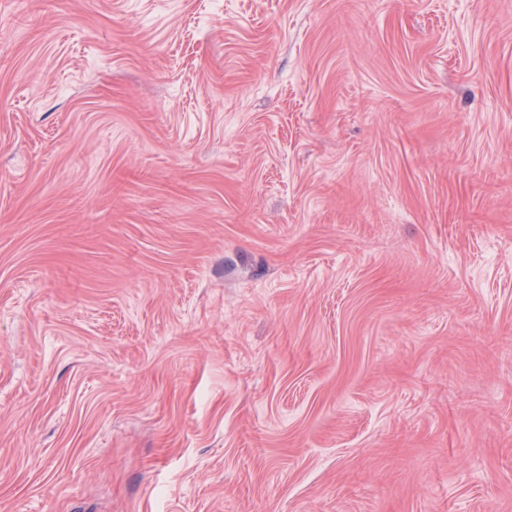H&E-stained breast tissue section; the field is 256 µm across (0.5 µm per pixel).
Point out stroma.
Listing matches in <instances>:
<instances>
[{
	"instance_id": "1",
	"label": "stroma",
	"mask_w": 512,
	"mask_h": 512,
	"mask_svg": "<svg viewBox=\"0 0 512 512\" xmlns=\"http://www.w3.org/2000/svg\"><path fill=\"white\" fill-rule=\"evenodd\" d=\"M0 512H512V0H0Z\"/></svg>"
}]
</instances>
